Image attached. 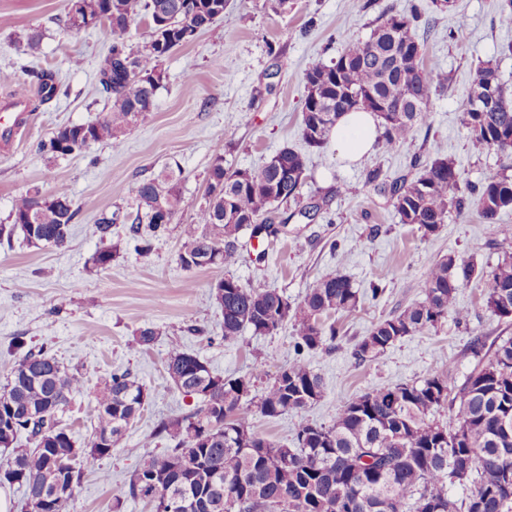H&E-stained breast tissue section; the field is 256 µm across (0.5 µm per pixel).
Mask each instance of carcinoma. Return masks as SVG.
I'll use <instances>...</instances> for the list:
<instances>
[{"label":"carcinoma","instance_id":"1","mask_svg":"<svg viewBox=\"0 0 512 512\" xmlns=\"http://www.w3.org/2000/svg\"><path fill=\"white\" fill-rule=\"evenodd\" d=\"M87 11L101 16L112 36L110 56L100 70V84L112 95L104 118L87 125L59 128L38 144L54 157L82 153L91 143L110 142L150 111L163 74L162 58L194 36L210 30L224 14V0H84ZM419 10L410 15L384 11L365 41H349L335 61L319 62L304 73L305 99L301 135L309 148H321L346 112L366 110L379 119L378 141L391 152L419 126L430 125L431 72L423 66ZM146 19L150 41L130 47V27ZM38 104L58 93L56 74L32 72ZM463 126L473 150L512 153V86L494 66L478 68L467 91ZM368 181L388 195L400 223L432 235L451 214L476 212L494 237L503 259L488 274L486 308L500 318L512 316V238L500 236L497 215L512 207V175L487 177L461 186L455 163L438 154L411 177L387 182L374 170ZM306 157L285 147L263 166L227 170L224 158L211 165L207 199L196 220L181 227L178 254L187 271L221 266L235 253L240 231L249 228L261 241L276 239L292 219L311 221L320 206L302 205ZM137 210L129 232L141 238L140 224L163 232L182 202L180 179L173 173L146 179L136 187ZM299 209L274 222L282 205ZM77 209L65 186L43 195L18 196L11 223L0 224V238L15 233L35 246H63ZM219 251V262L197 258ZM224 296L213 292L224 318V342L238 340L249 328L270 335L290 323L298 348L327 349L334 327L324 328L332 313L352 312L360 295L350 278L337 270L321 278L300 301L275 289L243 286L232 277L217 280ZM462 282L456 259L436 263L425 278V299L375 324L356 345L361 362L406 336L435 327L452 313ZM478 358L460 390L455 426L432 419L448 403L449 371L438 369L419 383L398 384L346 402L330 427L302 423L293 446L270 440L251 429L252 413L277 417L300 411L324 397V382L303 359L288 364L259 395L251 378H224L199 363L178 343L166 360L174 386L196 397L193 410L160 423L173 446L151 455L114 497L113 512L128 500L148 501L153 512H512V491L496 487L512 479V340L491 357L483 342L472 344ZM72 369L43 350L28 349L0 389V448L11 451L0 468V485L23 490L26 512H73L74 493L83 472L109 455L144 405L145 386L129 371H113L96 396L95 438L77 448L60 428L59 414L79 386ZM28 447H19L20 440ZM468 491L455 499L451 490Z\"/></svg>","mask_w":512,"mask_h":512}]
</instances>
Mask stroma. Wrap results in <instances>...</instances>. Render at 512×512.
I'll list each match as a JSON object with an SVG mask.
<instances>
[{
	"instance_id": "obj_1",
	"label": "stroma",
	"mask_w": 512,
	"mask_h": 512,
	"mask_svg": "<svg viewBox=\"0 0 512 512\" xmlns=\"http://www.w3.org/2000/svg\"><path fill=\"white\" fill-rule=\"evenodd\" d=\"M501 0H455L441 10L428 0H226L212 30L166 57L164 79L153 106L113 143H94L81 154L50 158L36 150L62 126L102 118L112 101L99 70L112 38L97 26L78 34L58 27L64 0H0V99L32 85V71H55L61 91L32 112L9 150H0V224L8 223L16 197L29 190L50 193L64 185L78 210L63 247L27 244L22 235L0 241V387L21 352L16 339L44 348L78 369L61 424L77 446L95 436V393L114 370H130L147 399L133 424L97 469L85 472L75 491L74 512H112L113 498L150 455L168 447L156 436L161 419L189 412L196 404L173 385L166 371L177 342L224 377L262 371L261 393L295 356L317 372L324 398L276 418L253 414L255 433L287 443L298 424H332L341 406L360 395L400 383H416L433 370L452 367L450 397H458L477 360L470 345L482 337L488 348L512 338V319L485 308L486 279L501 260L477 213L449 217L435 234L400 223L391 202L368 181L372 169L392 181L410 174L414 160L435 153L453 160L461 181L480 183L512 167V155L475 153L461 123L465 94L483 63L512 85V27L501 24ZM421 6L419 33L425 63L446 82L433 89L432 122L418 128L400 149L373 148L360 162L338 160L330 148L305 147L300 130L304 72L336 59L345 41L366 40L383 10L409 13ZM43 35L41 52L25 54L28 34ZM307 157L304 197L322 200L311 222L292 220L279 240L262 246L242 231L240 247L224 266L184 271L178 254L182 225L192 223L205 202L216 156L227 169L264 164L283 147ZM181 172L182 203L164 232L140 252L129 240L135 188L167 169ZM118 213L112 226V261L101 267L96 222ZM455 256L474 267L457 294L467 322L448 317L437 328L408 336L375 358L356 362L352 352L373 325L421 303L422 283L432 266ZM341 270L362 298L356 311L328 316L336 327L332 350L296 353L292 325L259 336L244 330L225 342L223 317L212 284L232 276L249 288H274L289 300L334 270ZM159 336L148 347L135 341L144 324Z\"/></svg>"
}]
</instances>
